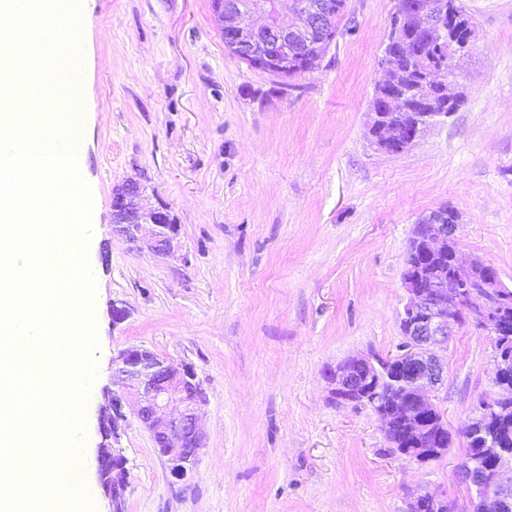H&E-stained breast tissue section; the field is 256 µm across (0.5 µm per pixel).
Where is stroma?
<instances>
[{
    "label": "stroma",
    "mask_w": 512,
    "mask_h": 512,
    "mask_svg": "<svg viewBox=\"0 0 512 512\" xmlns=\"http://www.w3.org/2000/svg\"><path fill=\"white\" fill-rule=\"evenodd\" d=\"M399 4L347 0L319 68L284 84L225 49L211 0H81L94 512L112 510L99 410L113 356L132 347L193 368L204 447L176 480L128 411L125 512H407L424 492L468 512L462 426L498 392L486 332L468 322L448 343L437 402L454 445L434 462L394 452L373 409L337 402L325 378L397 352L408 242L433 209H456L460 258L512 287V0H459L475 27L452 75L463 103L388 153L367 122ZM129 181L174 218L169 251L115 232L113 191Z\"/></svg>",
    "instance_id": "stroma-1"
}]
</instances>
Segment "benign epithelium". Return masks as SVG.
Instances as JSON below:
<instances>
[{"mask_svg": "<svg viewBox=\"0 0 512 512\" xmlns=\"http://www.w3.org/2000/svg\"><path fill=\"white\" fill-rule=\"evenodd\" d=\"M214 15L224 34V46L240 59L264 51L263 70L281 75L291 70L299 55L315 56L320 36L331 24L329 0H270L259 6L253 0H212ZM265 16L256 28L253 15ZM291 13L299 26L283 22ZM414 19L430 39L447 46L448 65L415 62L427 77L418 92L385 77L379 80L370 105L368 131L372 143L385 152L398 145L413 146L431 126L452 114L462 94L448 75L455 56L466 50L457 44L458 26L474 36L470 23L448 7V0H416ZM145 187L125 184L113 194L112 215L116 231L150 248L170 249L175 230L169 226L164 207L145 209ZM457 213L443 207L423 216L409 242L412 260L406 262L403 288L408 299L400 313L404 342L394 356L349 358L327 373L332 396L339 402H356L371 395L368 404L378 417L406 427L407 437L422 441L429 428L423 411L439 412L428 389L438 386L445 372L442 352L459 324L471 321L491 336L496 370L512 360L507 338L512 336V290L506 287L497 268L475 259L469 265L459 262L454 239ZM138 401L137 418L152 432L155 447L163 449L171 474L188 478L204 448L197 427L196 411L201 394L194 370L176 366L155 354L135 358L124 350L112 359V388L106 391V404L99 413L98 473L112 502V512L120 504L128 485L126 458L112 446L118 439L119 423L125 420L129 398ZM482 458L465 471L470 500L496 503L512 497V452L493 447L484 440Z\"/></svg>", "mask_w": 512, "mask_h": 512, "instance_id": "benign-epithelium-1", "label": "benign epithelium"}]
</instances>
